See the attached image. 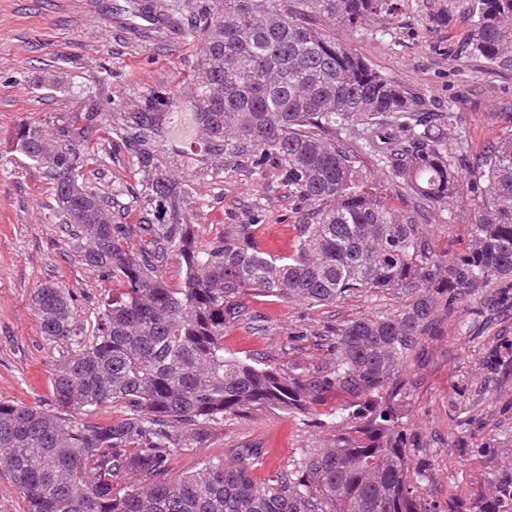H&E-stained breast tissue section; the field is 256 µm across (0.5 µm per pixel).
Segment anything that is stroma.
Listing matches in <instances>:
<instances>
[{
	"label": "stroma",
	"instance_id": "35a3bbf8",
	"mask_svg": "<svg viewBox=\"0 0 512 512\" xmlns=\"http://www.w3.org/2000/svg\"><path fill=\"white\" fill-rule=\"evenodd\" d=\"M131 0H0V399L50 412L51 369L67 346L42 336L31 306L41 284L72 291L79 319L97 323L102 304L121 292L117 280L84 265L81 240L66 232L54 188L24 155L14 151L15 129L41 127L50 137L69 125L83 130L91 148L81 175L112 197L116 216L134 223L142 193L136 151L120 137H107L96 112L103 104L128 115L144 111L155 95L188 97L198 52L174 35H154L132 26L124 12ZM474 0H400L382 25L333 26L331 37L366 58L374 68L422 97L429 112L456 107L461 129L449 141L466 139L467 159H476L512 117V73L484 72L482 60L463 46ZM159 173L191 180L196 203L188 213L200 242L235 224H257L263 249L291 250L302 218L299 201L277 169L261 170L226 157L196 163L157 150ZM475 203L456 197L447 211L431 212L419 226L429 255L452 262L469 244ZM484 293L458 304L454 322L417 350L399 395L410 430L411 469L426 473L424 498L441 512H478L494 496L495 482L512 475V362L487 371L484 362L500 343L512 340V317H479ZM398 291L353 292L312 306L259 291L237 294L240 315L224 327V350L283 372L319 375L331 364L329 326L408 304ZM339 399L297 415L258 409L228 414L210 423L206 441L182 445L173 470L202 465L213 457L237 462V449L256 448L250 473L269 484L304 452L335 435L325 419Z\"/></svg>",
	"mask_w": 512,
	"mask_h": 512
}]
</instances>
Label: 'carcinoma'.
I'll return each mask as SVG.
<instances>
[{"mask_svg":"<svg viewBox=\"0 0 512 512\" xmlns=\"http://www.w3.org/2000/svg\"><path fill=\"white\" fill-rule=\"evenodd\" d=\"M397 0H199L186 39L200 55L189 99H155L145 111L98 113L107 135L136 146L143 193L136 224H116L112 197L79 182L89 151L21 124L15 150L53 181L62 223L82 240L81 261L125 285L105 302L93 330L65 288L35 289L42 336L68 350L52 367L54 402L76 414L117 405L105 425L60 418L37 406L0 401V469L26 512H436L410 471L408 428L398 392L403 371L438 313L454 320L465 294L499 288L512 308V124L468 164L448 143L461 122L448 109L433 120L419 96L336 42L322 21L355 29ZM469 56L491 72L512 70V0H477ZM359 136V148L345 144ZM276 167L310 206L286 256L262 250L258 224H236L207 244L186 212L192 185L157 173L156 148ZM368 154L411 200L392 204L370 190L360 169ZM467 193L478 204L466 252L447 264L418 236L425 211L448 210ZM140 239L139 250L128 240ZM176 256L180 287L157 275ZM406 289L412 302L331 331L325 375L286 374L224 353L228 299L247 290L332 303L348 292ZM342 397L336 435L295 460L280 482L259 486L257 450L240 462L215 458L174 473L178 428L201 442L218 417L265 408L304 413L324 392ZM483 512H512V477L497 481Z\"/></svg>","mask_w":512,"mask_h":512,"instance_id":"obj_1","label":"carcinoma"}]
</instances>
